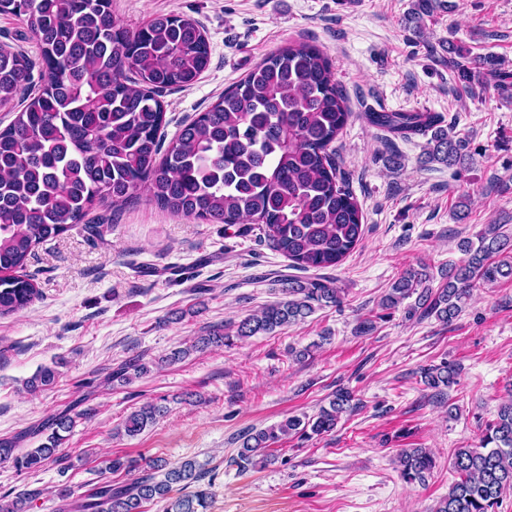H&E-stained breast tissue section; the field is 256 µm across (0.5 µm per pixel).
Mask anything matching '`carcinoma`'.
Returning a JSON list of instances; mask_svg holds the SVG:
<instances>
[{
  "label": "carcinoma",
  "mask_w": 512,
  "mask_h": 512,
  "mask_svg": "<svg viewBox=\"0 0 512 512\" xmlns=\"http://www.w3.org/2000/svg\"><path fill=\"white\" fill-rule=\"evenodd\" d=\"M448 9L447 0H415L408 21L422 34L426 20ZM0 13L31 24L41 51L43 83L6 128L0 129V314L29 307L40 295L25 273L40 243L82 223L96 202L119 205L146 189L163 209L185 217L224 224H259L270 246L298 270L328 269L341 263L363 236V214L329 145L352 117L327 52L306 42H290L271 53L247 76L224 91L206 111L184 124L161 151L165 108L158 92L189 88L210 62L208 41L190 19L158 15L129 30L112 16V0H0ZM448 71L467 96L493 90L512 96V71L492 54L456 45L448 51ZM33 62L23 50L0 46V105L32 85ZM364 118L395 138L430 136L429 158L462 166L469 142L453 135L458 122L439 112H366ZM512 237L503 225L489 224L477 241L460 243L463 258L448 267L445 282L430 287L425 269H408L383 296L381 308H397L415 298L408 316L452 322L479 282L512 279ZM285 298L237 326V338L270 334L301 322L322 306L341 304L340 290L326 279L303 284L288 280ZM214 329L188 348L171 353L176 362L193 350L231 344ZM147 372L130 360L108 381L127 383ZM455 366L446 362L422 369L432 389L454 383ZM57 371L41 368L28 382L36 393L52 386ZM353 396L338 390L329 406L303 420L291 416L248 436L236 464L244 472L272 462L266 449L282 437L323 435L336 429ZM163 409L146 403L126 419L128 436L141 433ZM75 420L49 417L35 433L46 435L36 448L17 452V442L0 441V462L37 470L62 460L64 433ZM400 476L422 483L435 467L425 448L398 454ZM457 479L434 512H496L512 489V389L485 424L475 445L453 454ZM135 473L129 482L112 479ZM103 478L74 503L62 488L59 512H145L164 503V512H207L210 492L199 487L206 471L193 459L170 467L162 459L115 457ZM41 495L24 491L0 497V512H28Z\"/></svg>",
  "instance_id": "carcinoma-1"
}]
</instances>
